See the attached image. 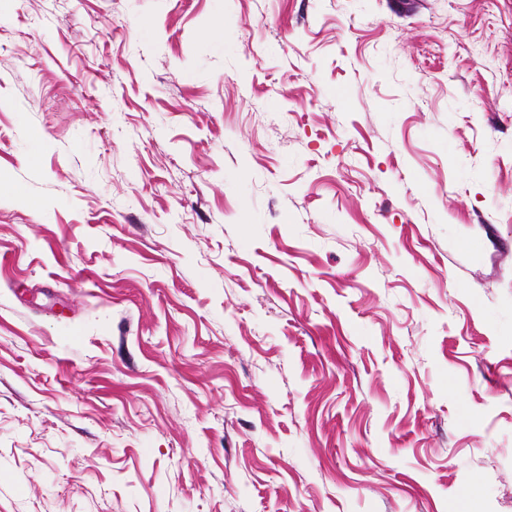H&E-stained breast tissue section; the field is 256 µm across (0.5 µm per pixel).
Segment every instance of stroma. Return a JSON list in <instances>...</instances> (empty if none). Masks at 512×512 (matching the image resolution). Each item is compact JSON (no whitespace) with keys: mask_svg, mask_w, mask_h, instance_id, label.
<instances>
[{"mask_svg":"<svg viewBox=\"0 0 512 512\" xmlns=\"http://www.w3.org/2000/svg\"><path fill=\"white\" fill-rule=\"evenodd\" d=\"M512 512V0H0V512Z\"/></svg>","mask_w":512,"mask_h":512,"instance_id":"1","label":"stroma"}]
</instances>
